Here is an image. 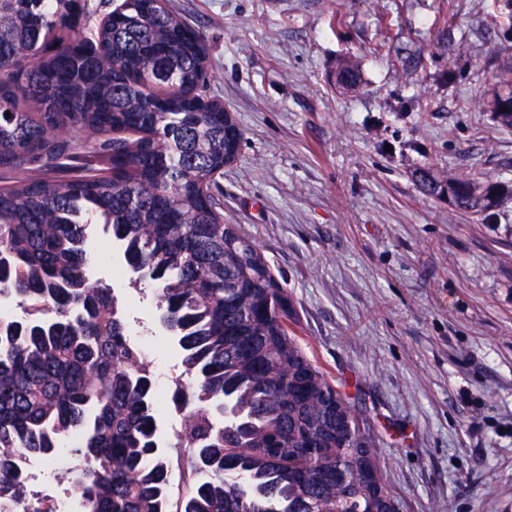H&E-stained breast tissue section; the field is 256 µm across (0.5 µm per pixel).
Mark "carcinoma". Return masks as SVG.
<instances>
[{
	"label": "carcinoma",
	"instance_id": "carcinoma-1",
	"mask_svg": "<svg viewBox=\"0 0 512 512\" xmlns=\"http://www.w3.org/2000/svg\"><path fill=\"white\" fill-rule=\"evenodd\" d=\"M87 17L86 0H0V171L19 174L0 186V299L27 305L0 317V499L22 500L27 459L76 432L86 507L167 512V454L148 453L152 378L112 288L88 279L101 224L176 326L194 379L181 431L217 449L182 512H391L382 474L367 478L380 467L365 419L290 334L288 294L209 191L241 133L208 93L203 36L161 0ZM337 70L359 84L355 60ZM497 80V122L512 128V65ZM438 182L476 213L506 194L487 178ZM226 398L237 418L225 438L211 410Z\"/></svg>",
	"mask_w": 512,
	"mask_h": 512
}]
</instances>
